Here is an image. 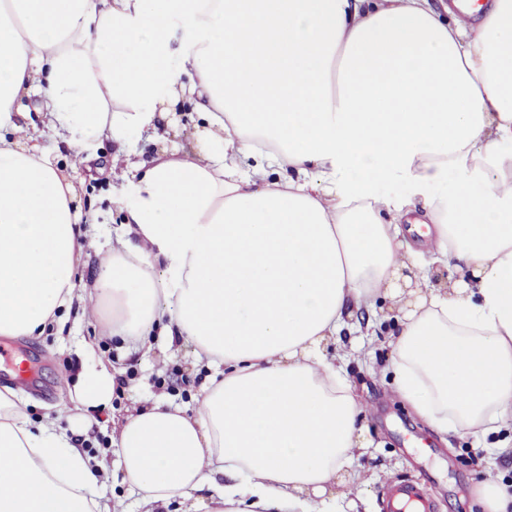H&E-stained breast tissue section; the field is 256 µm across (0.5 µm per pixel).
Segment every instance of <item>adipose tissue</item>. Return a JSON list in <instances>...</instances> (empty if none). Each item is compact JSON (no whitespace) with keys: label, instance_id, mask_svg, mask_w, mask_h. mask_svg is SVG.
Segmentation results:
<instances>
[{"label":"adipose tissue","instance_id":"ef3b65f1","mask_svg":"<svg viewBox=\"0 0 512 512\" xmlns=\"http://www.w3.org/2000/svg\"><path fill=\"white\" fill-rule=\"evenodd\" d=\"M478 13L0 0V337L42 335L76 300L126 353L160 337L209 372L193 408L147 401L111 439L145 512L211 488L207 512H324L307 497L350 464L363 408L323 344L382 299L395 389L438 433L512 421V0ZM35 90L79 162L184 95L206 123L192 149L127 161L124 230L80 293L76 189L18 122ZM394 180L409 197L379 193ZM437 264L468 275L407 300L404 271L428 284ZM115 384L105 364L82 373L74 417ZM107 475L0 390V512H110Z\"/></svg>","mask_w":512,"mask_h":512}]
</instances>
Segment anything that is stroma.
Returning <instances> with one entry per match:
<instances>
[{
	"instance_id": "stroma-1",
	"label": "stroma",
	"mask_w": 512,
	"mask_h": 512,
	"mask_svg": "<svg viewBox=\"0 0 512 512\" xmlns=\"http://www.w3.org/2000/svg\"><path fill=\"white\" fill-rule=\"evenodd\" d=\"M38 142L66 168L82 199L81 221L94 226L76 279L77 288L89 287L125 221L124 211L115 203L124 184L123 173L111 167L118 147L104 142L97 148V159L80 165L63 131L40 127ZM396 324V314L389 310L377 327L355 325L352 332L326 347L328 355L343 357L347 376L365 406L359 421L365 447L340 473L342 480L353 481L356 491L338 499L336 512H383L386 490L399 482L420 484L434 505L433 512H483L474 489L486 475L498 476L500 485L512 493V423L494 433H435L394 390L391 342ZM93 338L98 341V358L121 368L123 374L117 379L111 408L92 409L83 419L73 420L64 411L70 402L64 376L79 372L82 346ZM7 346L33 359L39 385L16 383L1 372L0 388L18 387L32 422L49 416L59 419L76 447L91 455L108 449L114 417L147 399L192 404L206 374L188 346L156 347L124 356L110 337L101 335L97 319L82 316L76 304L43 336L14 339Z\"/></svg>"
}]
</instances>
